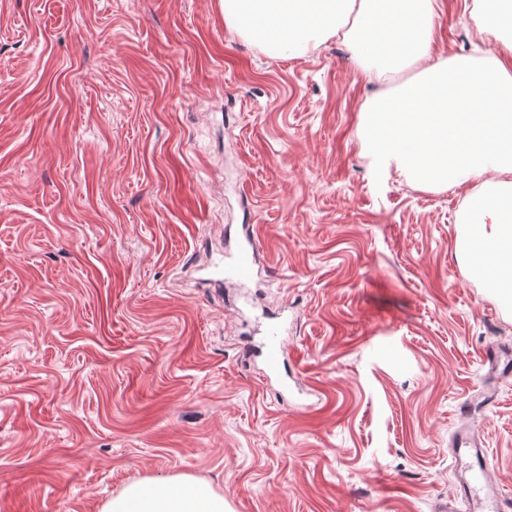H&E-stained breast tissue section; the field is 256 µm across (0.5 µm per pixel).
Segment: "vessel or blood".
<instances>
[{"label": "vessel or blood", "instance_id": "b4317fda", "mask_svg": "<svg viewBox=\"0 0 512 512\" xmlns=\"http://www.w3.org/2000/svg\"><path fill=\"white\" fill-rule=\"evenodd\" d=\"M255 248V236H247L230 267L235 278L252 276ZM451 447L455 463L465 475L460 494L467 503V512H512V498L503 495L498 485L484 479L489 456L479 430L468 423L460 424L452 437Z\"/></svg>", "mask_w": 512, "mask_h": 512}]
</instances>
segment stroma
<instances>
[{"label": "stroma", "mask_w": 512, "mask_h": 512, "mask_svg": "<svg viewBox=\"0 0 512 512\" xmlns=\"http://www.w3.org/2000/svg\"><path fill=\"white\" fill-rule=\"evenodd\" d=\"M494 50L443 0L434 58ZM394 83L339 36L267 52L219 0H0V512L176 476L230 512H465L450 441L487 383L512 492L484 361L512 308L456 246L472 185L375 170L361 109ZM256 248L255 235H248L246 238V244L241 246L233 259L230 267L231 273L235 278L248 279L253 274V260Z\"/></svg>", "instance_id": "obj_1"}]
</instances>
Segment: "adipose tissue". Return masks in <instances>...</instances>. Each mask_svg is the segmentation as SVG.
<instances>
[{
    "label": "adipose tissue",
    "mask_w": 512,
    "mask_h": 512,
    "mask_svg": "<svg viewBox=\"0 0 512 512\" xmlns=\"http://www.w3.org/2000/svg\"><path fill=\"white\" fill-rule=\"evenodd\" d=\"M227 25L273 53L299 54L343 35L367 74L407 77L362 108L382 133L370 139L379 170L418 186L473 183L459 221L490 261L471 270L494 288H512V0L475 4L480 29L498 46L484 61L433 60L439 0H220ZM103 512H228L223 495L187 477L139 482Z\"/></svg>",
    "instance_id": "ef3b65f1"
}]
</instances>
